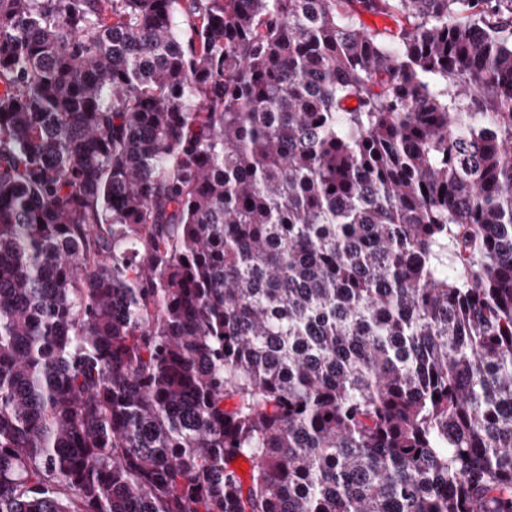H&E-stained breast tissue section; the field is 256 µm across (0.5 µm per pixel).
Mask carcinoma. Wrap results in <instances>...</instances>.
Wrapping results in <instances>:
<instances>
[{
    "mask_svg": "<svg viewBox=\"0 0 512 512\" xmlns=\"http://www.w3.org/2000/svg\"><path fill=\"white\" fill-rule=\"evenodd\" d=\"M0 512H512V0H0Z\"/></svg>",
    "mask_w": 512,
    "mask_h": 512,
    "instance_id": "1",
    "label": "carcinoma"
}]
</instances>
